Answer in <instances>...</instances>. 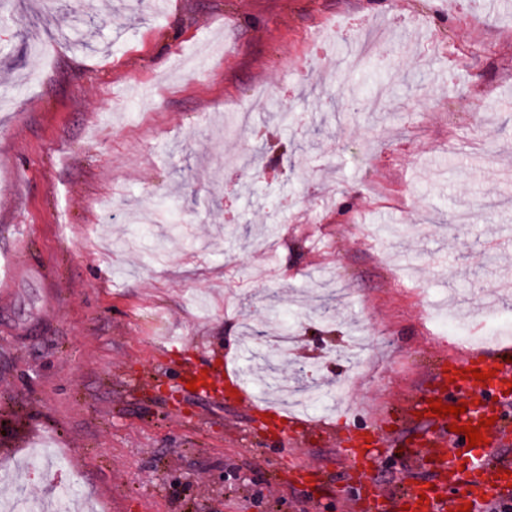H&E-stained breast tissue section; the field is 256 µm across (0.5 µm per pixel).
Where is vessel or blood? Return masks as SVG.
Listing matches in <instances>:
<instances>
[{"instance_id":"1","label":"vessel or blood","mask_w":512,"mask_h":512,"mask_svg":"<svg viewBox=\"0 0 512 512\" xmlns=\"http://www.w3.org/2000/svg\"><path fill=\"white\" fill-rule=\"evenodd\" d=\"M475 368L486 372V379L469 377V370ZM511 385V344L492 353L467 354L450 361L447 370L435 372L427 394L412 403L411 409L418 415V435L437 444L450 440L451 449L444 457L431 455L435 479L414 480L391 499L383 497L367 477L381 457L378 437L342 441L339 453L350 463L344 484L356 489L358 512H458L463 505L479 512L490 501L511 498L512 460L493 459L491 445L512 442V434L494 425L482 429L484 444L472 447L464 434L447 432L452 424L475 426L483 419L505 417L507 407L512 406V397L506 394ZM438 400L452 406L466 404L467 410L456 418L435 417L428 407Z\"/></svg>"}]
</instances>
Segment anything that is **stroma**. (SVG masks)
<instances>
[{"instance_id": "1", "label": "stroma", "mask_w": 512, "mask_h": 512, "mask_svg": "<svg viewBox=\"0 0 512 512\" xmlns=\"http://www.w3.org/2000/svg\"><path fill=\"white\" fill-rule=\"evenodd\" d=\"M77 25L87 47L35 53ZM0 87V264L31 233L0 307L14 495L46 499L49 438L96 512H356L337 438L390 431L463 352L430 314L512 343V5L0 0ZM272 309L280 378L352 381L336 411L187 390ZM426 472L393 449L372 477Z\"/></svg>"}]
</instances>
